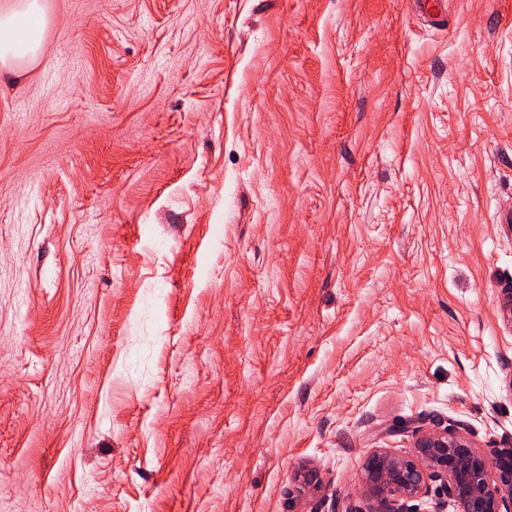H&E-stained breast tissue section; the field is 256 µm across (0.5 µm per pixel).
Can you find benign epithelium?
I'll return each instance as SVG.
<instances>
[{"label": "benign epithelium", "mask_w": 512, "mask_h": 512, "mask_svg": "<svg viewBox=\"0 0 512 512\" xmlns=\"http://www.w3.org/2000/svg\"><path fill=\"white\" fill-rule=\"evenodd\" d=\"M363 493L368 512H417L412 502L440 483L457 512H512V447L483 453L450 430L429 432L417 442L414 456L371 452Z\"/></svg>", "instance_id": "obj_1"}]
</instances>
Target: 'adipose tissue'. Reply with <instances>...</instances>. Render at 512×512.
I'll return each mask as SVG.
<instances>
[{
	"label": "adipose tissue",
	"instance_id": "adipose-tissue-1",
	"mask_svg": "<svg viewBox=\"0 0 512 512\" xmlns=\"http://www.w3.org/2000/svg\"><path fill=\"white\" fill-rule=\"evenodd\" d=\"M44 28L39 0H8L0 6V76L14 74L18 62L35 56Z\"/></svg>",
	"mask_w": 512,
	"mask_h": 512
}]
</instances>
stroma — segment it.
<instances>
[{"instance_id":"1","label":"stroma","mask_w":512,"mask_h":512,"mask_svg":"<svg viewBox=\"0 0 512 512\" xmlns=\"http://www.w3.org/2000/svg\"><path fill=\"white\" fill-rule=\"evenodd\" d=\"M0 79V512H366L512 445V0H44ZM363 493L368 512H417L409 502L428 494L439 482L458 512L512 511V446L483 453L462 435L429 432L411 458L374 450L364 461Z\"/></svg>"}]
</instances>
